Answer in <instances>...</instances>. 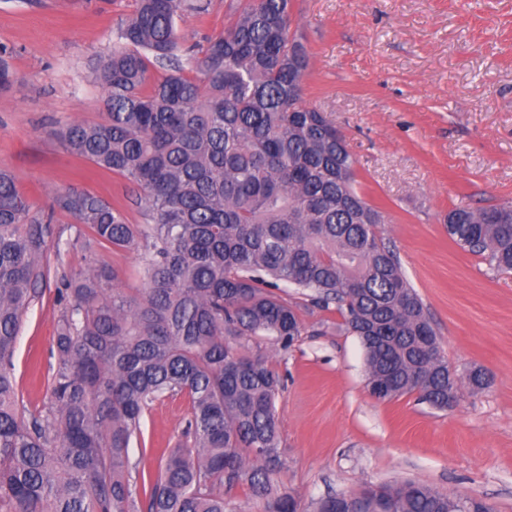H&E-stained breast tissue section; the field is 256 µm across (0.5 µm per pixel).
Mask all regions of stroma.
I'll list each match as a JSON object with an SVG mask.
<instances>
[{
    "instance_id": "obj_1",
    "label": "stroma",
    "mask_w": 512,
    "mask_h": 512,
    "mask_svg": "<svg viewBox=\"0 0 512 512\" xmlns=\"http://www.w3.org/2000/svg\"><path fill=\"white\" fill-rule=\"evenodd\" d=\"M238 0H207L177 20L186 44H204L233 19ZM136 0H0V54L11 82L0 87V169L35 212L52 213L49 272L27 311L14 375L27 409L47 401L61 274L85 264L69 248L78 226L53 210L56 192L95 194L144 221L126 180L72 154L55 132L103 117L94 78ZM294 26L309 53L307 105L324 112L355 160L356 186L381 211L380 236L397 253L422 300L448 364L476 367L490 387L437 410L402 396L380 400L365 383V352L337 308L294 288L301 334L288 350L251 339L282 379L276 402L282 466L274 484L298 512L330 494L416 480L493 512H512V273H494L448 237L453 203L512 201V0H293ZM120 287L143 288L137 252L101 247ZM186 398L156 400L132 439L137 482L152 484L182 439Z\"/></svg>"
}]
</instances>
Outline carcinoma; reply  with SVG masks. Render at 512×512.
I'll return each mask as SVG.
<instances>
[{"label":"carcinoma","mask_w":512,"mask_h":512,"mask_svg":"<svg viewBox=\"0 0 512 512\" xmlns=\"http://www.w3.org/2000/svg\"><path fill=\"white\" fill-rule=\"evenodd\" d=\"M118 45L94 69L102 122L61 133L71 152L136 186L146 223L95 195L56 207L88 231L69 242L85 268L64 276L42 410L13 373L23 316L47 274L50 225L0 170V512H226L247 484L266 512H298L274 487L281 380L245 340L287 349L301 329L283 288L337 305L365 352L366 386L435 409L462 396L423 303L355 186L354 160L327 116L304 101L308 51L292 0H243L193 57L176 20L201 0H137ZM167 74L156 78L151 68ZM448 237L496 272L512 271V202L448 211ZM144 249L145 288L116 287L92 244ZM190 404L184 444L138 496L128 448L163 396ZM316 512H490L407 480L331 495Z\"/></svg>","instance_id":"1"}]
</instances>
